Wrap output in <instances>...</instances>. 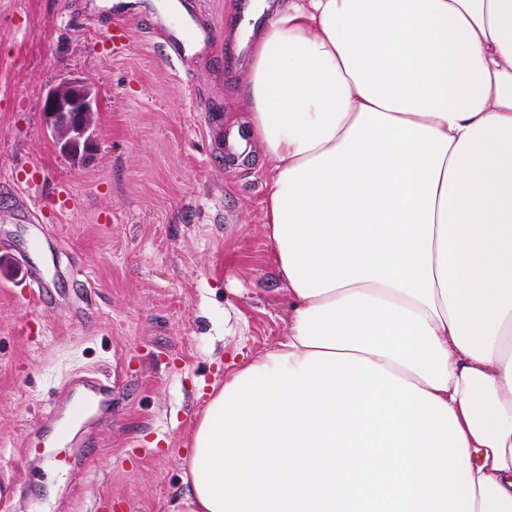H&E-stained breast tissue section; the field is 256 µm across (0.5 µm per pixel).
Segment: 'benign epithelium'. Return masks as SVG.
I'll return each instance as SVG.
<instances>
[{
	"label": "benign epithelium",
	"mask_w": 512,
	"mask_h": 512,
	"mask_svg": "<svg viewBox=\"0 0 512 512\" xmlns=\"http://www.w3.org/2000/svg\"><path fill=\"white\" fill-rule=\"evenodd\" d=\"M98 108V95L83 81L49 87L43 115L56 147L76 160L88 154L95 143L94 114Z\"/></svg>",
	"instance_id": "obj_1"
}]
</instances>
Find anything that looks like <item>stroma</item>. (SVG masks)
I'll list each match as a JSON object with an SVG mask.
<instances>
[{
    "instance_id": "stroma-1",
    "label": "stroma",
    "mask_w": 512,
    "mask_h": 512,
    "mask_svg": "<svg viewBox=\"0 0 512 512\" xmlns=\"http://www.w3.org/2000/svg\"><path fill=\"white\" fill-rule=\"evenodd\" d=\"M86 0H0V512H170L204 392L237 352L287 333L288 296L266 238L261 148L230 163L245 128L249 49L225 0H189L216 35L205 59L154 45L148 19L112 20ZM99 96L96 143L76 161L55 146L50 86ZM47 245L42 303L24 256ZM84 378L111 380L63 439L51 407Z\"/></svg>"
}]
</instances>
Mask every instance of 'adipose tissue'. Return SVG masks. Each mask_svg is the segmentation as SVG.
I'll use <instances>...</instances> for the list:
<instances>
[{
  "instance_id": "obj_1",
  "label": "adipose tissue",
  "mask_w": 512,
  "mask_h": 512,
  "mask_svg": "<svg viewBox=\"0 0 512 512\" xmlns=\"http://www.w3.org/2000/svg\"><path fill=\"white\" fill-rule=\"evenodd\" d=\"M251 41L288 331L175 512H512V0H288Z\"/></svg>"
}]
</instances>
